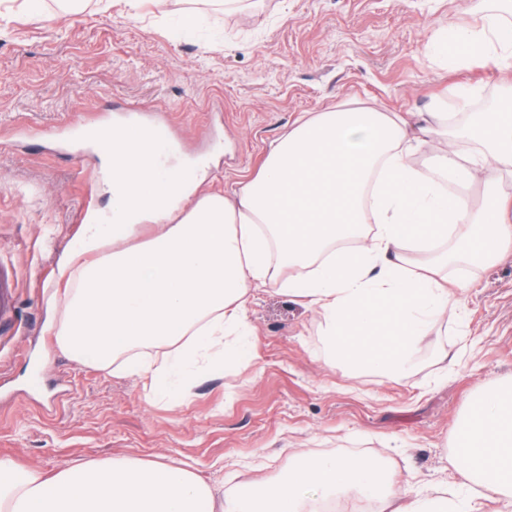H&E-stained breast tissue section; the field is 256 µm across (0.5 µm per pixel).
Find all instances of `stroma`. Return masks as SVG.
<instances>
[{
	"instance_id": "stroma-1",
	"label": "stroma",
	"mask_w": 512,
	"mask_h": 512,
	"mask_svg": "<svg viewBox=\"0 0 512 512\" xmlns=\"http://www.w3.org/2000/svg\"><path fill=\"white\" fill-rule=\"evenodd\" d=\"M41 3L0 0V262L17 277L15 327L0 333V460L52 475L176 459L229 494L275 479L295 448L369 454L395 486L446 494L463 512L479 489L451 464L457 428L490 383L512 378V253L449 268L470 286L398 381L330 362L318 315L273 284L251 293L249 355L178 399L79 363L54 326L57 262L82 232L80 209H112L104 158L68 140L73 127L116 121L128 104L168 116L176 160H203L201 191L229 195L301 112L347 101L428 112L463 84L477 89L470 109H488L503 92L497 70L440 66L428 44L485 0H145L136 15L125 0ZM191 10L195 36L173 38ZM444 351L453 367L438 363Z\"/></svg>"
}]
</instances>
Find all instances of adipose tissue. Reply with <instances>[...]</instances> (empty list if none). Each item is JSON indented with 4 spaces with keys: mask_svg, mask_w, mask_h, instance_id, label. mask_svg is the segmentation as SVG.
<instances>
[{
    "mask_svg": "<svg viewBox=\"0 0 512 512\" xmlns=\"http://www.w3.org/2000/svg\"><path fill=\"white\" fill-rule=\"evenodd\" d=\"M430 42L439 57L511 72L512 0ZM108 134L112 221L86 224L58 266L56 336L80 363L147 374L157 388L238 356L252 287L275 283L283 268L308 269L283 290L319 316L334 361L407 377L453 290L467 286L449 283V266L512 251V99L463 127L439 110L302 113L230 196L199 192L196 178L176 182L146 138L123 127ZM426 151L424 169L414 158ZM462 432V476L512 507V380L477 399ZM290 458L275 481L223 497L172 462H89L48 476L0 461V512H304L311 487L322 502L347 489L391 493L374 457Z\"/></svg>",
    "mask_w": 512,
    "mask_h": 512,
    "instance_id": "obj_1",
    "label": "adipose tissue"
}]
</instances>
